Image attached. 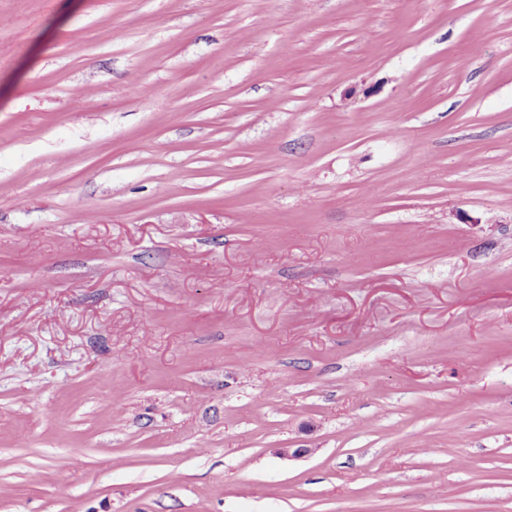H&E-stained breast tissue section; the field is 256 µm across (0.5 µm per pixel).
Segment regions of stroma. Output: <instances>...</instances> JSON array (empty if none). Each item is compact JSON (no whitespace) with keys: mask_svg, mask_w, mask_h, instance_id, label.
<instances>
[{"mask_svg":"<svg viewBox=\"0 0 512 512\" xmlns=\"http://www.w3.org/2000/svg\"><path fill=\"white\" fill-rule=\"evenodd\" d=\"M0 512H512V0H0Z\"/></svg>","mask_w":512,"mask_h":512,"instance_id":"stroma-1","label":"stroma"}]
</instances>
